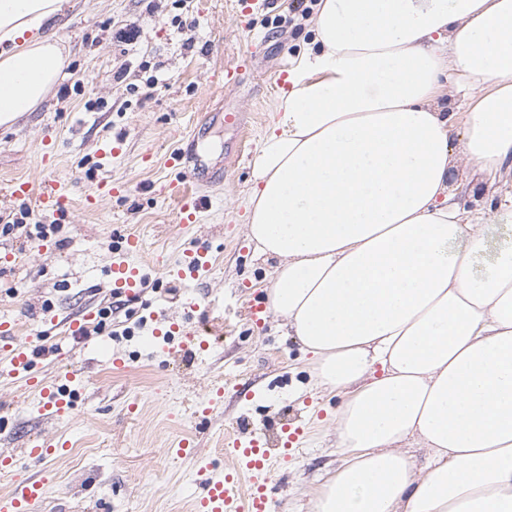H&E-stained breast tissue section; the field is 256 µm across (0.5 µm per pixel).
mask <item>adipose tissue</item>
Here are the masks:
<instances>
[{"label":"adipose tissue","instance_id":"1","mask_svg":"<svg viewBox=\"0 0 512 512\" xmlns=\"http://www.w3.org/2000/svg\"><path fill=\"white\" fill-rule=\"evenodd\" d=\"M68 3L0 0V127L63 78ZM313 31L246 211L268 308L346 393L315 512H512V248L487 253L512 224V0H320ZM458 165L497 183L483 205Z\"/></svg>","mask_w":512,"mask_h":512}]
</instances>
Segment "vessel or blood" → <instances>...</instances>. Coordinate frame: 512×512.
<instances>
[{"mask_svg":"<svg viewBox=\"0 0 512 512\" xmlns=\"http://www.w3.org/2000/svg\"><path fill=\"white\" fill-rule=\"evenodd\" d=\"M168 192L178 200V214L184 224L193 222L206 204L204 196L188 192L181 176L169 182ZM38 202L43 211L56 214L63 210L65 196L58 185L52 184L40 193ZM208 268L205 252L187 250L179 261L177 275L183 280H194ZM108 275L113 290L118 293H137L144 281L140 266L126 262L111 263ZM95 318V313L89 311L66 316L63 323L68 335L81 340L88 334ZM0 371L37 392L42 411L55 417L71 413L74 406L72 394L85 382L82 370L77 367L66 372L60 382H47L35 368L33 351L18 340L14 322L6 318L0 319ZM65 448L61 441L51 443L34 438L27 442L23 453L33 461L44 462ZM224 455L236 462V470L218 471L209 463L200 466V489L193 495L192 512H273L272 450L265 435L229 437L225 441ZM47 496L45 478H27L18 483L13 492L0 495V512H39Z\"/></svg>","mask_w":512,"mask_h":512,"instance_id":"vessel-or-blood-1","label":"vessel or blood"}]
</instances>
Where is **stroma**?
<instances>
[{
    "instance_id": "35a3bbf8",
    "label": "stroma",
    "mask_w": 512,
    "mask_h": 512,
    "mask_svg": "<svg viewBox=\"0 0 512 512\" xmlns=\"http://www.w3.org/2000/svg\"><path fill=\"white\" fill-rule=\"evenodd\" d=\"M317 3L256 0L244 16L238 0H69L57 29L70 49L66 79L35 112L0 127V216L35 207L34 197L10 194L18 180L36 188L61 181L69 204L62 214L36 215L58 226L50 253L23 232L0 236V253L14 256L0 262V318L14 320L20 340L38 348L49 379L78 365L86 383L72 413L57 418L22 382L0 375V456L16 461L0 472V494L42 476L49 493L40 512H190L197 468L223 460L225 436L262 429L272 437L298 419L305 434L295 457L273 465L274 498L277 512H312V498L340 464L332 418L346 395L317 386L309 354L281 319L247 318L249 306L265 304L276 262L247 239L244 200L260 140L289 86L281 74L311 42ZM190 20L194 28L180 29ZM130 25L136 40L117 39ZM245 56L240 82L225 84V67ZM228 112L241 113L244 126L225 125ZM107 141L115 153L99 156ZM190 144L223 164L224 177L197 181L209 206L182 224L161 187L174 177L168 154ZM104 179L121 193L86 206ZM132 234L142 250L130 260L143 265L145 281L129 297L112 291L105 270ZM198 248L208 274L188 285L170 277L184 250ZM191 301L198 310L188 309ZM96 307L112 310L98 350L51 323ZM205 314L222 327L207 351L152 348L167 321L193 332ZM112 353L126 358V370H114ZM218 388V409L196 418L195 406ZM186 436L194 456H173ZM35 437H60L70 448L35 463L22 453Z\"/></svg>"
}]
</instances>
